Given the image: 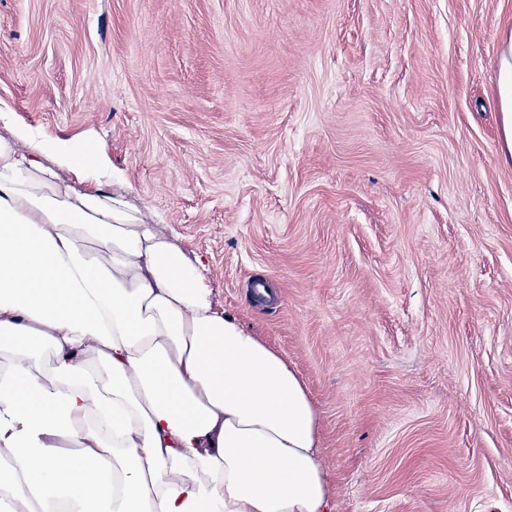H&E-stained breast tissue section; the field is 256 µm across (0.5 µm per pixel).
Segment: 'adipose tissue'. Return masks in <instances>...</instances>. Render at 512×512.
Segmentation results:
<instances>
[{
  "instance_id": "1",
  "label": "adipose tissue",
  "mask_w": 512,
  "mask_h": 512,
  "mask_svg": "<svg viewBox=\"0 0 512 512\" xmlns=\"http://www.w3.org/2000/svg\"><path fill=\"white\" fill-rule=\"evenodd\" d=\"M111 181L0 111V512H334L299 373Z\"/></svg>"
}]
</instances>
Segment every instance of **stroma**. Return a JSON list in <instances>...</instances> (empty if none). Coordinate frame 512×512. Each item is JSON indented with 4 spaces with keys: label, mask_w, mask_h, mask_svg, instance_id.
<instances>
[{
    "label": "stroma",
    "mask_w": 512,
    "mask_h": 512,
    "mask_svg": "<svg viewBox=\"0 0 512 512\" xmlns=\"http://www.w3.org/2000/svg\"><path fill=\"white\" fill-rule=\"evenodd\" d=\"M512 0H0V108L107 149L319 415L335 512H512Z\"/></svg>",
    "instance_id": "obj_1"
}]
</instances>
